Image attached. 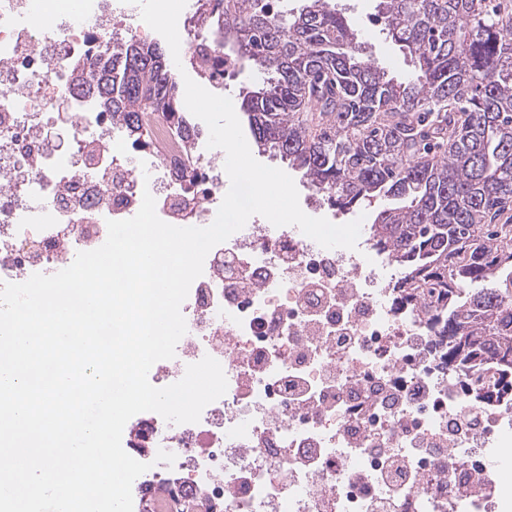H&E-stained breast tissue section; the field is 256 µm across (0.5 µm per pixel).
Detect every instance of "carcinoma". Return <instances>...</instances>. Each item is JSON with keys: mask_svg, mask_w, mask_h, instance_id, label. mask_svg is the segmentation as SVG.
<instances>
[{"mask_svg": "<svg viewBox=\"0 0 512 512\" xmlns=\"http://www.w3.org/2000/svg\"><path fill=\"white\" fill-rule=\"evenodd\" d=\"M199 0L204 41L251 60L243 109L255 142L339 210L379 202L372 248L394 287L441 323L450 378L475 402L512 403V0H380L377 21L414 57L397 81L366 57L330 0ZM73 84L136 144L171 112L159 46L124 41Z\"/></svg>", "mask_w": 512, "mask_h": 512, "instance_id": "obj_1", "label": "carcinoma"}]
</instances>
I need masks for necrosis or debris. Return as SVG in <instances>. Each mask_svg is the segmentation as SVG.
<instances>
[{
	"label": "necrosis or debris",
	"instance_id": "1",
	"mask_svg": "<svg viewBox=\"0 0 512 512\" xmlns=\"http://www.w3.org/2000/svg\"><path fill=\"white\" fill-rule=\"evenodd\" d=\"M123 0H0V283L54 274L101 246L144 193L171 225L209 226L222 151L149 115L147 145L72 103L74 60L109 51ZM186 334L148 378L162 388L204 356L226 393L199 422L143 412L123 447L148 471L134 499L168 490L213 512H500L488 448L512 407L462 399L423 314L345 248L259 224L205 258L181 306ZM175 456L157 462L158 451Z\"/></svg>",
	"mask_w": 512,
	"mask_h": 512
}]
</instances>
